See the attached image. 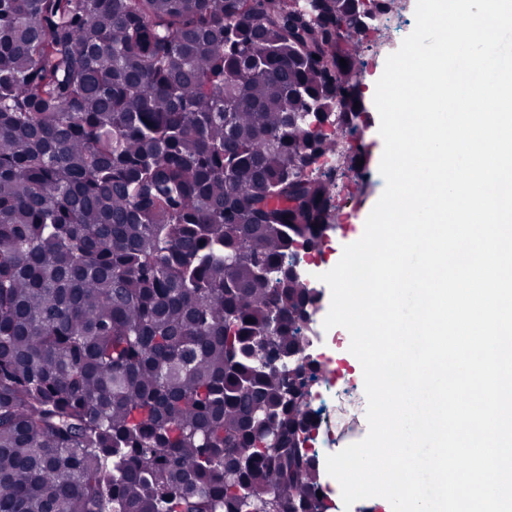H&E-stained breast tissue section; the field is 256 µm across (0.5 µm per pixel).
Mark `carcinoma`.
Segmentation results:
<instances>
[{"label":"carcinoma","instance_id":"1","mask_svg":"<svg viewBox=\"0 0 512 512\" xmlns=\"http://www.w3.org/2000/svg\"><path fill=\"white\" fill-rule=\"evenodd\" d=\"M351 0H0V512H293ZM345 59L347 66L340 65Z\"/></svg>","mask_w":512,"mask_h":512}]
</instances>
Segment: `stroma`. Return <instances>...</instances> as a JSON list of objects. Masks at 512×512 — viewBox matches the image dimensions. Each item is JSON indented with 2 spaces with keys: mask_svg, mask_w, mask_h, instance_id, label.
<instances>
[{
  "mask_svg": "<svg viewBox=\"0 0 512 512\" xmlns=\"http://www.w3.org/2000/svg\"><path fill=\"white\" fill-rule=\"evenodd\" d=\"M415 7L416 0H401L398 8L387 13L384 24L372 28L358 48L361 110L367 126L362 141L366 173L360 176L346 169L340 177L342 190L334 195L333 203L336 212L350 214L351 221L346 226H335L329 231L330 261L334 264L339 262L344 246L360 239L366 219L384 189V179L379 172L383 140L379 134V114L374 105L376 83L383 73L387 57L396 52L404 38L413 31ZM315 329L319 336L314 344V353L331 360L332 364L343 362L347 365L335 386L324 394L326 422L319 428L317 446L318 458L323 461L328 455L338 453L366 436L367 400L362 372L349 368L355 360L349 350V332L342 327L327 329L320 323L316 324Z\"/></svg>",
  "mask_w": 512,
  "mask_h": 512,
  "instance_id": "35a3bbf8",
  "label": "stroma"
}]
</instances>
